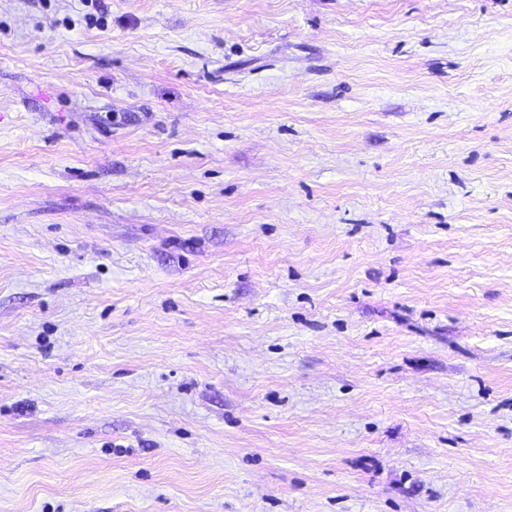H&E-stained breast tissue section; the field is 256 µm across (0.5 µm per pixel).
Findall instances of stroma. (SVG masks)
Wrapping results in <instances>:
<instances>
[{
	"mask_svg": "<svg viewBox=\"0 0 512 512\" xmlns=\"http://www.w3.org/2000/svg\"><path fill=\"white\" fill-rule=\"evenodd\" d=\"M0 512H512V0H0Z\"/></svg>",
	"mask_w": 512,
	"mask_h": 512,
	"instance_id": "stroma-1",
	"label": "stroma"
}]
</instances>
